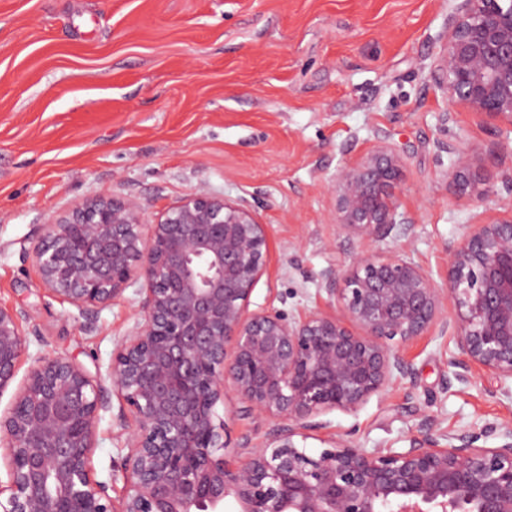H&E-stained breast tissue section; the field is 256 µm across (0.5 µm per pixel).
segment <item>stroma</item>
I'll return each instance as SVG.
<instances>
[{"label": "stroma", "mask_w": 512, "mask_h": 512, "mask_svg": "<svg viewBox=\"0 0 512 512\" xmlns=\"http://www.w3.org/2000/svg\"><path fill=\"white\" fill-rule=\"evenodd\" d=\"M455 0H0V307L26 309L39 335L16 377L40 357L80 363L110 386L112 351L133 330L139 286L93 319L51 296L27 257L44 224L101 190L134 199L145 223L198 191L246 200L266 224L267 273L252 308L299 318L330 313L324 275L368 244L334 220L339 171L387 139L405 152L399 193L411 258L434 279L466 225L512 215V129L451 111L432 72ZM470 153L490 192L449 191ZM412 366L353 413L328 419L360 450L404 448L423 419L435 433L512 423V398L471 367L449 381L453 339L401 344ZM218 413L237 446L260 444L275 421ZM120 402L101 413L94 476L112 498Z\"/></svg>", "instance_id": "35a3bbf8"}]
</instances>
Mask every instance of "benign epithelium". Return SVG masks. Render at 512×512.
<instances>
[{
  "label": "benign epithelium",
  "mask_w": 512,
  "mask_h": 512,
  "mask_svg": "<svg viewBox=\"0 0 512 512\" xmlns=\"http://www.w3.org/2000/svg\"><path fill=\"white\" fill-rule=\"evenodd\" d=\"M433 78L451 111L512 130V0H458ZM442 148L457 154L448 188L478 190L474 159ZM403 164L382 139L340 170L341 233L407 234ZM409 245L328 272L334 312L296 319L250 308L269 234L239 202L200 191L146 224L136 201L102 191L44 225L29 249L42 285L85 318L141 284L135 327L112 351L126 490L116 501L93 476L104 386L73 359L40 358L0 414V512H512L509 424L492 448L484 430L435 435L428 419L400 449L363 452L336 432L317 454L294 441L412 375L398 345L420 336L454 338L460 381L473 365L512 381V216L467 225L441 283ZM26 324L37 332L28 312L0 307V395L27 354ZM228 389L238 412L278 422L268 442L243 443L236 469L216 412Z\"/></svg>",
  "instance_id": "benign-epithelium-1"
}]
</instances>
